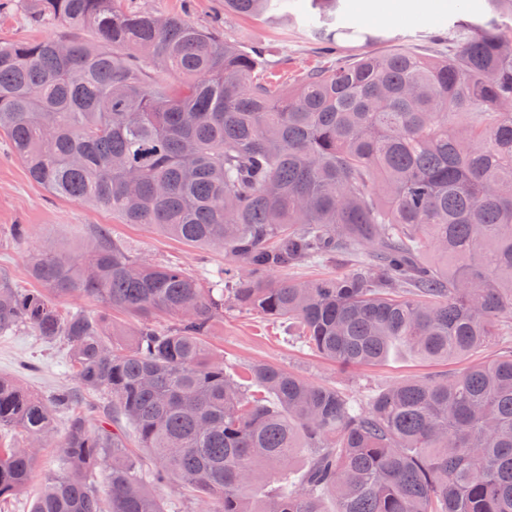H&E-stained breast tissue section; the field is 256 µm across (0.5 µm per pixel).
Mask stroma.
Returning a JSON list of instances; mask_svg holds the SVG:
<instances>
[{
	"label": "stroma",
	"instance_id": "obj_1",
	"mask_svg": "<svg viewBox=\"0 0 512 512\" xmlns=\"http://www.w3.org/2000/svg\"><path fill=\"white\" fill-rule=\"evenodd\" d=\"M354 26L374 37L372 43H351L352 53L415 44L426 57H440L448 52L450 14L421 10L414 17H375L358 11L355 0H342ZM122 9L149 11L161 15L179 13L202 26H218L243 43L261 42L272 68L288 67L301 73L314 66L328 65L311 39L300 15L299 0H294L285 18L248 20L224 11V0H120ZM69 27L40 21L30 0H0V40L19 41L69 34ZM13 224H27L31 235L16 243L9 235ZM108 225L114 236L123 239L146 263L171 261L198 269L199 259L211 266L224 263L220 250L188 246L142 224H124L111 212L87 204L52 197L30 181L24 164L13 157L5 139L0 138V269L21 288L33 287L27 271L29 258L46 246L80 251L98 225ZM214 359H227L242 365L266 363L295 372L324 385L366 398L394 383L424 377H440L461 369L458 361H424L408 353L390 355L371 366L343 368L324 359L315 351L286 342L280 323L245 312H230L217 322L206 339ZM0 376L17 380L41 398H50L56 389L79 390L78 409L90 426L102 425L107 395L80 391L70 366L66 345L47 341L32 328L23 327L0 335ZM65 467L59 449L38 451L36 471L28 487L16 494L9 512H31L46 478Z\"/></svg>",
	"mask_w": 512,
	"mask_h": 512
}]
</instances>
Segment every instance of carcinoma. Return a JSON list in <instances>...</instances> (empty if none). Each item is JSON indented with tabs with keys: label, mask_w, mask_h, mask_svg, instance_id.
I'll list each match as a JSON object with an SVG mask.
<instances>
[{
	"label": "carcinoma",
	"mask_w": 512,
	"mask_h": 512,
	"mask_svg": "<svg viewBox=\"0 0 512 512\" xmlns=\"http://www.w3.org/2000/svg\"><path fill=\"white\" fill-rule=\"evenodd\" d=\"M290 2L224 11L286 16ZM33 4L95 39L0 41V135L29 179L226 262L146 264L100 228L78 253L30 257L39 290L0 271V334L64 341L79 384L112 398L115 427L90 428L69 388L47 402L0 376V431L25 433L0 447V509L30 483L36 447L53 445L66 472L32 512H166L154 486L171 483L205 512H323L326 496L336 512H512V352L363 404L270 364L239 371L205 343L234 310L288 325L289 342L343 367L399 348L463 359L512 336V0H480L436 61L353 57L335 36H371L341 25L339 0H307L302 20L335 60L288 91L262 45L181 16ZM338 252L351 265L334 277L274 278ZM62 296L136 316L130 347L88 312H62ZM53 407L71 412L59 440ZM105 462L102 496L88 472Z\"/></svg>",
	"instance_id": "obj_1"
}]
</instances>
